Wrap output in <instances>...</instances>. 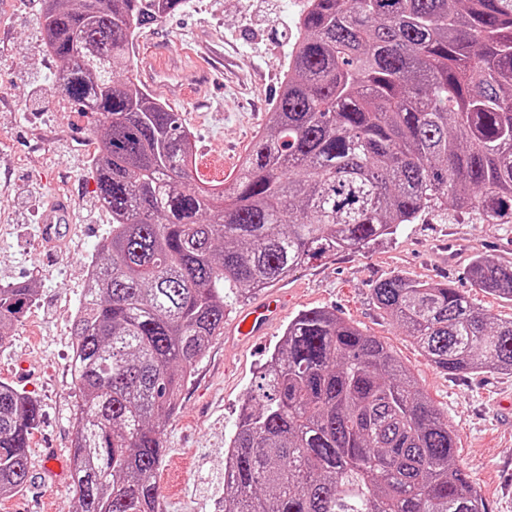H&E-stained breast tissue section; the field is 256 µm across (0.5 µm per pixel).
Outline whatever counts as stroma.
Here are the masks:
<instances>
[{
	"label": "stroma",
	"mask_w": 512,
	"mask_h": 512,
	"mask_svg": "<svg viewBox=\"0 0 512 512\" xmlns=\"http://www.w3.org/2000/svg\"><path fill=\"white\" fill-rule=\"evenodd\" d=\"M40 3L0 0V285L34 280L39 288L37 300L0 347V382L41 405L30 439L32 478L0 500V512L69 510L75 401L71 322L85 269L112 230V217L100 205L88 173L97 121L53 89L51 79L61 63L44 47ZM292 21L286 0H191L138 34L135 57L153 54L163 60L193 53L205 58V101L176 83L162 95L194 135V181H202L201 169L208 165L225 176L235 171L264 126L279 92ZM57 192L72 196L74 224L49 250L42 244L38 211ZM477 251L512 264V223L483 224L476 215L445 205L401 225L364 252L325 256L275 284L274 293L285 302L281 320L251 344L218 337L185 382L181 407L164 427L158 512H223L224 451L239 408L288 320L318 307L336 309L411 369L416 384L447 415L456 458L488 512H512V412L501 413L495 405L498 396H512V374L436 370L373 295L376 282L403 273L452 282L488 316L511 318L512 302L466 281L463 270ZM49 449L55 460L47 472L42 455Z\"/></svg>",
	"instance_id": "35a3bbf8"
}]
</instances>
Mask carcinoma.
<instances>
[{"label": "carcinoma", "mask_w": 512, "mask_h": 512, "mask_svg": "<svg viewBox=\"0 0 512 512\" xmlns=\"http://www.w3.org/2000/svg\"><path fill=\"white\" fill-rule=\"evenodd\" d=\"M188 0H42L57 90L98 116L91 173L112 231L74 319L71 512H157L162 420L224 335L228 300L361 252L449 203L512 221V0H308L265 126L221 188L189 181L192 132L133 67ZM512 301V266L464 271ZM376 303L436 369L512 372V319L394 274ZM37 295L0 286V344ZM39 403L0 382V499L31 478ZM448 417L335 310L296 314L224 455V512H487Z\"/></svg>", "instance_id": "cac0c4a2"}]
</instances>
